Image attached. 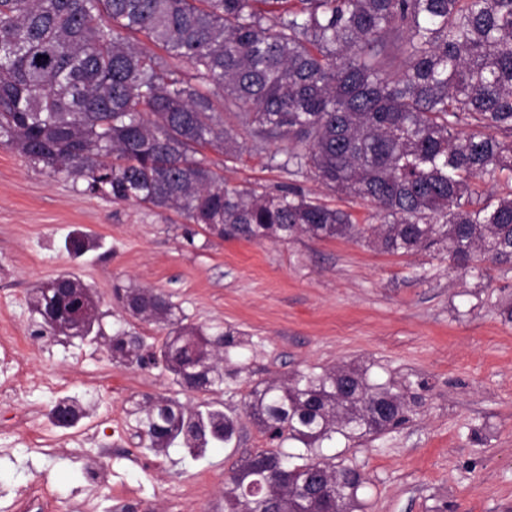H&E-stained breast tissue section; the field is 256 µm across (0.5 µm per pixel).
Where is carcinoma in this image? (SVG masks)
Instances as JSON below:
<instances>
[{
    "instance_id": "obj_1",
    "label": "carcinoma",
    "mask_w": 512,
    "mask_h": 512,
    "mask_svg": "<svg viewBox=\"0 0 512 512\" xmlns=\"http://www.w3.org/2000/svg\"><path fill=\"white\" fill-rule=\"evenodd\" d=\"M218 105L256 143L282 144L278 167L374 207L380 223L295 185H229L203 158L239 151ZM0 145L220 239L305 233L388 253L436 246L465 271L479 255L512 263V190L478 186L512 183V0H0ZM82 287L57 277L34 308L58 314V289ZM119 301L169 327L159 358L180 391L189 378L199 393L224 384L245 340L182 324L162 291ZM143 343L124 333L108 348L144 366ZM245 411L276 448L233 471L224 512H354L367 477L339 449L405 424L410 407L406 388L335 366L256 387ZM140 413L156 452L179 445L198 460L239 437V419L211 404L148 397ZM319 476L330 488L303 505Z\"/></svg>"
}]
</instances>
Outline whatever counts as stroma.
Wrapping results in <instances>:
<instances>
[{
  "label": "stroma",
  "mask_w": 512,
  "mask_h": 512,
  "mask_svg": "<svg viewBox=\"0 0 512 512\" xmlns=\"http://www.w3.org/2000/svg\"><path fill=\"white\" fill-rule=\"evenodd\" d=\"M233 157L206 151L232 185L297 184L332 208L373 221L370 206L312 175L269 167L276 143L257 146L235 118ZM81 235L94 250L66 251ZM68 273L91 288L100 340L48 329L31 307L34 288ZM128 288L166 293L184 325L234 330L250 340L231 359L220 390L179 392L163 368L113 361L106 338L131 332L161 345L168 329L131 317L116 299ZM512 268L463 272L445 252L387 253L366 240H222L179 214L89 195L0 145V329L20 338L33 384L0 407V512H15L40 485L47 512H224V482L271 443L245 414L258 383L296 370L369 368L409 382L418 398L402 428L345 449L369 482L356 512H512ZM216 402L238 416L241 439L194 460L161 454L135 410L145 396ZM72 398L87 409L59 428L45 408Z\"/></svg>",
  "instance_id": "obj_1"
}]
</instances>
